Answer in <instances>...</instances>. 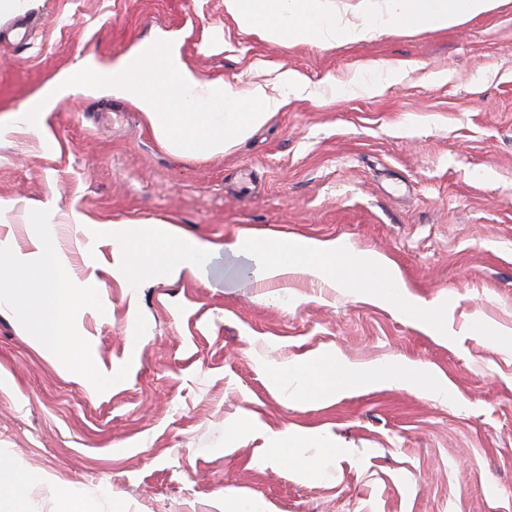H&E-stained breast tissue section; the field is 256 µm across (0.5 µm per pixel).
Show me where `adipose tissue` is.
I'll return each mask as SVG.
<instances>
[{
    "label": "adipose tissue",
    "instance_id": "ef3b65f1",
    "mask_svg": "<svg viewBox=\"0 0 512 512\" xmlns=\"http://www.w3.org/2000/svg\"><path fill=\"white\" fill-rule=\"evenodd\" d=\"M496 7L497 0H388L385 14L358 25L339 27L320 11L317 0H224L225 12L240 27L262 30L273 41L289 34L299 39L329 42L340 32L349 40L361 41L379 28L408 22L444 29L468 18L490 14ZM164 241L165 248L144 255V264L164 268L174 276L182 270H199L207 265L210 255L205 250L178 248L179 236L175 229H168ZM34 247V252L24 257L0 246V279L21 277L25 284L37 290L42 306L51 310V320L40 322L36 329L37 347L59 352L72 373L94 384L111 383V374L93 369L85 340L71 335L69 330L74 307L98 305L96 288L89 280L78 287H69V275L53 245L49 225L41 226ZM224 252L245 257L256 281L280 285L306 278L336 292H347L357 285L355 277L344 268L349 261L361 271H383L382 280L370 278L365 282L376 303L414 317L440 309L437 300L411 293L388 257L336 240L259 239L241 234L225 243ZM298 376L318 381L322 393L332 396L342 394L359 381L399 385L409 390L418 389L421 383L418 368L410 364L399 371L391 362L373 367L335 363L313 356L277 366L270 373L275 381Z\"/></svg>",
    "mask_w": 512,
    "mask_h": 512
}]
</instances>
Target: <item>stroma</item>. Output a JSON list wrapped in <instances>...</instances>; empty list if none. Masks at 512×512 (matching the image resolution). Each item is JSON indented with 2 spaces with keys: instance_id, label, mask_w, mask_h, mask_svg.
Instances as JSON below:
<instances>
[{
  "instance_id": "35a3bbf8",
  "label": "stroma",
  "mask_w": 512,
  "mask_h": 512,
  "mask_svg": "<svg viewBox=\"0 0 512 512\" xmlns=\"http://www.w3.org/2000/svg\"><path fill=\"white\" fill-rule=\"evenodd\" d=\"M19 13L36 21L23 43ZM161 35L203 80L288 102L213 158L171 155L131 103L110 112L81 94L43 131H0V228L30 255L46 205L72 283L101 284L70 327L112 374L92 391L37 351V299L0 308V480L42 475L28 512H64L75 492L87 512H224L228 498L257 512H512V0L445 30L330 43L266 40L224 0H22L0 12V118L59 72ZM285 73L307 93L288 95ZM369 79L377 93L359 90ZM150 224L210 247L209 266L115 273L117 237L146 253ZM243 231L385 254L444 310L409 318L368 289L311 281L226 287L224 244ZM306 355L407 362L454 396L363 384L302 400L267 369ZM243 416L254 431L229 438ZM285 430L317 434L303 465L269 457Z\"/></svg>"
}]
</instances>
